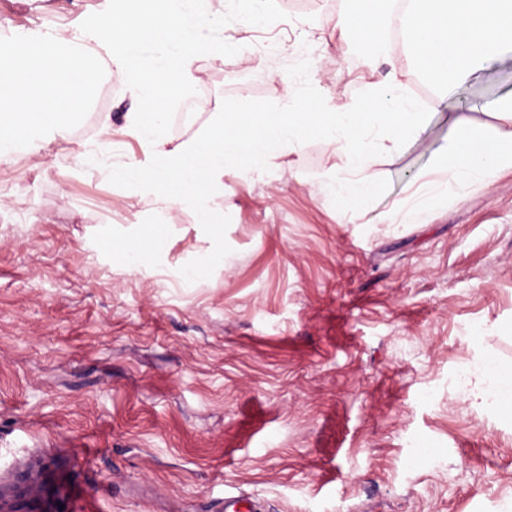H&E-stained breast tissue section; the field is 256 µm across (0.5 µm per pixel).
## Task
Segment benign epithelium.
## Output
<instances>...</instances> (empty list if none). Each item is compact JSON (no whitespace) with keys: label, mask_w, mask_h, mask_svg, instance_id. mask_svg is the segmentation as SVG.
<instances>
[{"label":"benign epithelium","mask_w":512,"mask_h":512,"mask_svg":"<svg viewBox=\"0 0 512 512\" xmlns=\"http://www.w3.org/2000/svg\"><path fill=\"white\" fill-rule=\"evenodd\" d=\"M0 512H65L58 487L48 479V466L25 470L7 488L0 485Z\"/></svg>","instance_id":"1"}]
</instances>
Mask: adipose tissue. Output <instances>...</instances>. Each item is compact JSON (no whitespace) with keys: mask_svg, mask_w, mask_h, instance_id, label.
Instances as JSON below:
<instances>
[{"mask_svg":"<svg viewBox=\"0 0 512 512\" xmlns=\"http://www.w3.org/2000/svg\"><path fill=\"white\" fill-rule=\"evenodd\" d=\"M345 2L340 21L345 45L364 50L368 63H375L392 25L390 0ZM401 31L415 66L450 91L512 51V0H410ZM494 116L498 124L487 134L466 114L451 111L450 137L437 159L448 183H427L409 205L377 213L374 223H427L448 188L463 192L489 186L500 173L512 170V95L495 102ZM463 398L471 407L511 422L512 369L482 360L464 381Z\"/></svg>","mask_w":512,"mask_h":512,"instance_id":"ef3b65f1","label":"adipose tissue"}]
</instances>
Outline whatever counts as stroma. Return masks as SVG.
Masks as SVG:
<instances>
[{
	"label": "stroma",
	"mask_w": 512,
	"mask_h": 512,
	"mask_svg": "<svg viewBox=\"0 0 512 512\" xmlns=\"http://www.w3.org/2000/svg\"><path fill=\"white\" fill-rule=\"evenodd\" d=\"M107 5L0 0V36L76 32ZM344 8L307 0L295 20L226 28L241 51L199 59L209 96L173 142L223 99L277 97L282 60L252 44L279 35L336 105L392 70L422 93L427 129L378 158L389 187L369 211L406 202L448 140L449 106L494 125L512 52L449 96L405 44L372 67L344 49ZM81 149L73 134L0 165V481L47 463L66 512H218L242 492L252 512H500L512 498V424L454 382L481 358L512 364V173L448 190L425 224H351L320 189L343 156L306 143L283 178L225 176L232 252L190 283L174 270L207 246L197 215L174 209L152 273H127L97 232L142 240L154 203L89 174Z\"/></svg>",
	"instance_id": "35a3bbf8"
}]
</instances>
